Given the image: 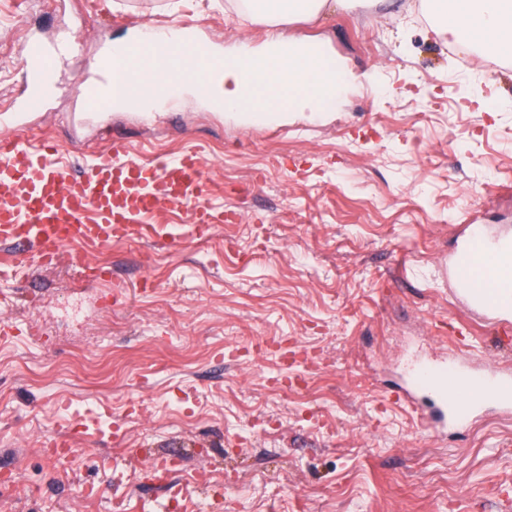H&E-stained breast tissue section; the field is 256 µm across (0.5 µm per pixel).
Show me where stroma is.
Masks as SVG:
<instances>
[{
  "label": "stroma",
  "mask_w": 512,
  "mask_h": 512,
  "mask_svg": "<svg viewBox=\"0 0 512 512\" xmlns=\"http://www.w3.org/2000/svg\"><path fill=\"white\" fill-rule=\"evenodd\" d=\"M0 0V93L22 67L18 26L70 33L58 84L28 120L62 157L128 133L133 156L204 145L233 222L167 250L147 240L95 252L111 282L78 267L0 282V512H198L209 465L221 512H512V422L425 431L396 404L422 350L484 360L490 335L464 318L434 261L470 217L512 225V55L469 64L420 0H352L273 24L239 0ZM195 25L216 49L262 52L271 36L323 45L350 80L317 112L218 114L190 92L144 126L138 108L77 119L79 77L134 23ZM495 69H486L487 61ZM493 82L496 102L476 95ZM153 289L140 290L142 279ZM126 292L105 311L100 295ZM73 434L66 456L47 434Z\"/></svg>",
  "instance_id": "1"
}]
</instances>
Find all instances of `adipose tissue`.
Returning a JSON list of instances; mask_svg holds the SVG:
<instances>
[{
  "label": "adipose tissue",
  "mask_w": 512,
  "mask_h": 512,
  "mask_svg": "<svg viewBox=\"0 0 512 512\" xmlns=\"http://www.w3.org/2000/svg\"><path fill=\"white\" fill-rule=\"evenodd\" d=\"M247 13L281 23L346 6L349 0H244ZM433 28L452 43L489 49L512 48V0H424ZM228 112L248 111L254 94L265 90L290 93L294 106L316 110L326 94L340 96L343 76L326 68L304 46L277 36L258 56L240 51L224 58L220 73L210 76Z\"/></svg>",
  "instance_id": "1"
}]
</instances>
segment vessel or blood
<instances>
[{
	"label": "vessel or blood",
	"mask_w": 512,
	"mask_h": 512,
	"mask_svg": "<svg viewBox=\"0 0 512 512\" xmlns=\"http://www.w3.org/2000/svg\"><path fill=\"white\" fill-rule=\"evenodd\" d=\"M178 44L130 40L113 45L94 63L99 112L129 105L153 111L173 105L183 88L198 86L208 105L222 109V98L211 95L208 85H196L194 73L180 70L184 58L210 67L208 45L193 27L178 29ZM67 41L51 48L30 40L22 65L21 90L13 111L0 114V246L7 248V264L35 263L39 267L79 265L96 281L112 277L111 268L90 265L77 247L102 250L132 237L176 248L207 237L216 225L227 221L222 206L213 201L214 182L207 177L206 157L197 144L176 155L158 154L147 160L131 158L124 133L114 132L106 151L71 162L56 158L57 146L45 140L33 143L24 118L40 110L55 83V63L64 53L77 51ZM173 68L170 81L161 84L150 70ZM182 208L190 215L186 224L152 223L158 212ZM494 258L498 268L512 271V226L484 224L478 219L458 225L455 245L441 264L448 294L455 306L472 321L495 331L512 327V291L489 297L469 276L475 260ZM493 359L484 371L457 370L441 375L439 362L413 361L399 394L408 405L429 404L421 425L435 431L440 426L466 429L481 416L483 400L474 398L476 385L493 396L503 415L512 414V358L505 356L500 341H492Z\"/></svg>",
	"instance_id": "obj_1"
}]
</instances>
